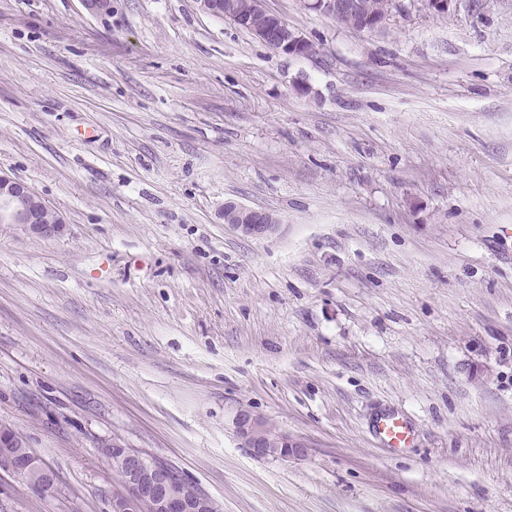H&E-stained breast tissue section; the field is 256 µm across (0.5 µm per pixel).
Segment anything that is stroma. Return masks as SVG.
<instances>
[{
	"mask_svg": "<svg viewBox=\"0 0 512 512\" xmlns=\"http://www.w3.org/2000/svg\"><path fill=\"white\" fill-rule=\"evenodd\" d=\"M402 4L265 0L304 58L197 0H0V175L65 222L0 224V424L55 473L0 512H109L104 441L221 512H512V0ZM351 6L341 15L346 7L342 0H304L305 4L312 8L320 10L325 14L338 17L341 23L358 31L375 30L372 26L374 22L383 18L393 8L395 0H345ZM313 2V3H308ZM395 10V8L393 9ZM341 15V16H340ZM386 20V19H384ZM378 21L374 26H380L383 21ZM221 216L225 224L248 237H260L272 233L279 224L274 214L256 211L235 202L224 203ZM236 425L240 438L259 457L301 456L307 448L305 443L290 440L288 437L272 438L265 421L246 411L239 414ZM375 436L386 448H408L413 431L408 422L394 413H383L376 421Z\"/></svg>",
	"mask_w": 512,
	"mask_h": 512,
	"instance_id": "stroma-1",
	"label": "stroma"
}]
</instances>
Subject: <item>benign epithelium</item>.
I'll return each mask as SVG.
<instances>
[{"label": "benign epithelium", "mask_w": 512, "mask_h": 512, "mask_svg": "<svg viewBox=\"0 0 512 512\" xmlns=\"http://www.w3.org/2000/svg\"><path fill=\"white\" fill-rule=\"evenodd\" d=\"M304 2L336 18L345 8L342 0ZM267 15L269 26L256 32L264 43L288 56L302 57L310 53L313 42L289 28L279 15L270 11ZM46 208L47 204L26 183L0 175V224H18L41 237H58L65 224L60 217L54 224L43 223ZM221 216L225 224L248 237L271 233L279 224L274 214L235 202L224 203ZM236 425L240 438L259 457L301 456L307 448L301 441L271 437L265 421L246 411L239 414ZM99 453L124 476L123 492L112 498L110 512H143L146 506L152 512H216L210 498L195 491L176 471L150 454L137 448H122L113 442L102 443ZM0 470L25 481L37 494L49 492L54 483L51 470L29 449L22 454L0 453Z\"/></svg>", "instance_id": "obj_1"}]
</instances>
